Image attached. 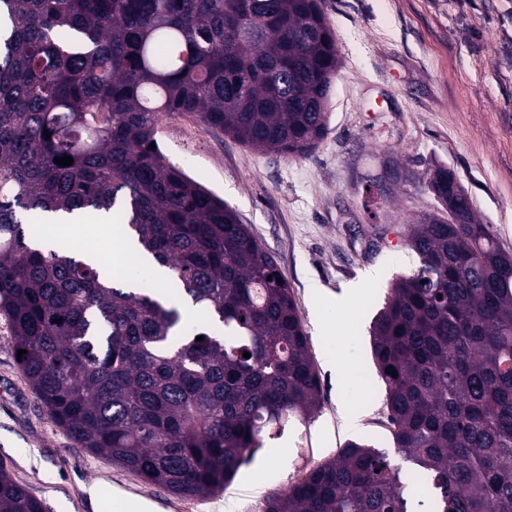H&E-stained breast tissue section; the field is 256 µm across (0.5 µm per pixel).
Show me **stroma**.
<instances>
[{"label":"stroma","instance_id":"35a3bbf8","mask_svg":"<svg viewBox=\"0 0 512 512\" xmlns=\"http://www.w3.org/2000/svg\"><path fill=\"white\" fill-rule=\"evenodd\" d=\"M339 68L327 131L302 158L259 152L193 118L157 126L162 151L248 224L278 263L318 369L322 408L269 441L224 492L181 499L180 512H262L266 496L299 482L348 440L391 451L370 325L398 274L418 264L407 225L438 204L422 183L451 168L479 220L512 256V0H325ZM412 183L392 197L374 185L384 160ZM357 419L349 426L346 416ZM0 466L44 512H91L84 488L167 491L53 426L0 323Z\"/></svg>","mask_w":512,"mask_h":512}]
</instances>
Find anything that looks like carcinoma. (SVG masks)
<instances>
[{"label":"carcinoma","mask_w":512,"mask_h":512,"mask_svg":"<svg viewBox=\"0 0 512 512\" xmlns=\"http://www.w3.org/2000/svg\"><path fill=\"white\" fill-rule=\"evenodd\" d=\"M338 65L324 0H0V318L52 422L89 452L205 501L322 407L274 258L150 144L162 118L190 115L305 156ZM425 186L441 213L409 225L419 265L371 326L400 461L349 441L264 512H411L419 483L434 512H512V257L453 171ZM115 209L171 301L24 228ZM0 512H43L2 468Z\"/></svg>","instance_id":"obj_1"}]
</instances>
